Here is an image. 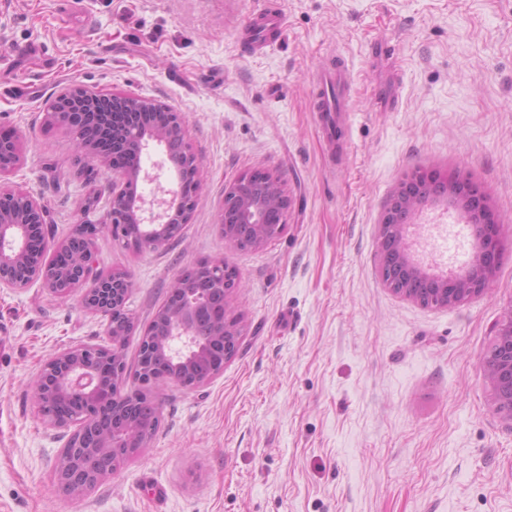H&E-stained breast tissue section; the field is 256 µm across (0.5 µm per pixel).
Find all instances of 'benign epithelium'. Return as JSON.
Wrapping results in <instances>:
<instances>
[{
    "mask_svg": "<svg viewBox=\"0 0 512 512\" xmlns=\"http://www.w3.org/2000/svg\"><path fill=\"white\" fill-rule=\"evenodd\" d=\"M99 95L83 85L64 90L51 104L49 121L63 124L73 132L77 151L84 155L99 153L103 166L114 170L112 156L100 147L103 141L90 110ZM112 104L132 113H149L156 121L149 129L137 122L127 124L118 135H112V152L134 151L140 156L152 149L162 154L156 163L158 173H141V165L119 172L125 183L112 182L107 199L108 209L102 228L121 238L125 225L138 228L144 248L152 250L170 240L172 223H186L195 208V199L184 195L182 189L158 186V193L147 199L140 195L131 198L127 182L143 178L159 180L160 171L182 180L187 174L197 175L194 156L184 146L186 164L176 161L167 149L166 141L172 132L184 136L185 118L170 111L164 104L135 95H112ZM81 111L75 112L73 108ZM21 141L17 136L0 135V175L13 171L21 161ZM243 179L239 178L224 189V241L235 246L229 225L251 224L256 230V245L270 240L272 232L284 229L283 214L290 200L282 191L269 202H255L240 192ZM451 205L477 239L468 267L457 274H437L427 262L416 256L409 236V225L392 224L393 207L400 202L410 213L418 212L425 203L436 199ZM98 205L83 206L86 219L80 221L75 233L59 243L53 254H48L46 233L48 222L43 207L27 193L0 190V288L23 289L32 283L40 284L51 295L67 297L74 286L70 275L92 277L95 259L84 249L82 229L92 223L88 216ZM383 239L393 235L399 242L402 260L411 272L431 284L440 298L439 305H458L482 293L496 275L494 255L498 245V225L491 218L486 198L469 179L454 176L444 184L440 194L408 192V185L400 184L380 221ZM112 277L95 279L93 288L82 298L83 306L107 317L106 335L109 344H83L63 349L42 366L33 390L34 405L43 421L68 435L58 458L54 486L73 494L91 489L111 475L119 461L148 446L151 436L133 420L129 407L133 399L129 391L119 390L127 377L124 366L123 342L117 326L130 319L126 288H113ZM169 295L176 297L174 308L158 310L159 317L168 322L164 336L143 337L140 343L141 370L139 384L147 385L146 376L159 360H171L187 372L183 383L188 388L199 387L224 371V365L212 367L203 377L193 374L198 364L209 360L208 344L195 337V326L203 311L205 294L202 290H184L173 285ZM494 363L486 372L492 391L501 393L503 400L495 401L501 418L512 428V307L497 325L493 344Z\"/></svg>",
    "mask_w": 512,
    "mask_h": 512,
    "instance_id": "benign-epithelium-1",
    "label": "benign epithelium"
}]
</instances>
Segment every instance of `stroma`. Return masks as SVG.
I'll return each mask as SVG.
<instances>
[{
	"mask_svg": "<svg viewBox=\"0 0 512 512\" xmlns=\"http://www.w3.org/2000/svg\"><path fill=\"white\" fill-rule=\"evenodd\" d=\"M279 11L255 52V24ZM339 66L352 81L333 149L310 102ZM74 84L185 116L200 182L156 249L98 230L96 271L128 273L143 326L185 270L224 261L245 282L225 306L242 336L207 384L153 388L149 447L69 495L32 389L58 351L106 343L107 319L79 289L0 288V512H512V429L481 365L512 307V0H0V130L22 154L0 187L45 208L51 247L111 182L47 119ZM416 171L469 175L499 224L497 274L464 304L381 279L379 220ZM253 174L291 204L280 236L242 251L224 242V189ZM413 228L440 264L452 223L428 204Z\"/></svg>",
	"mask_w": 512,
	"mask_h": 512,
	"instance_id": "stroma-1",
	"label": "stroma"
}]
</instances>
